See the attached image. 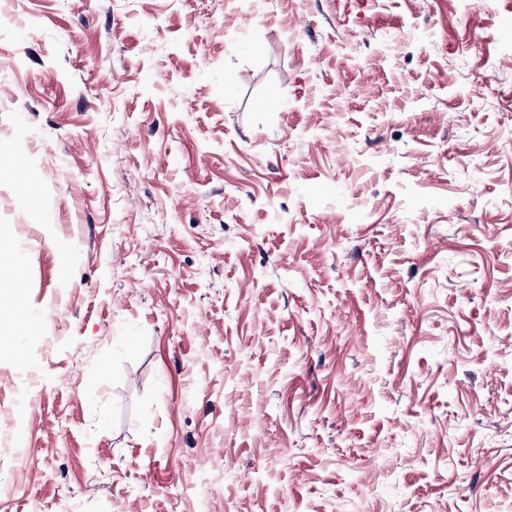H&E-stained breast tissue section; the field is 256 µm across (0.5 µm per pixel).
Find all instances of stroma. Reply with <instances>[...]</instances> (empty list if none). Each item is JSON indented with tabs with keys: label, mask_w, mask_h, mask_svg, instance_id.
Returning a JSON list of instances; mask_svg holds the SVG:
<instances>
[{
	"label": "stroma",
	"mask_w": 512,
	"mask_h": 512,
	"mask_svg": "<svg viewBox=\"0 0 512 512\" xmlns=\"http://www.w3.org/2000/svg\"><path fill=\"white\" fill-rule=\"evenodd\" d=\"M0 512H512V0H11Z\"/></svg>",
	"instance_id": "stroma-1"
}]
</instances>
